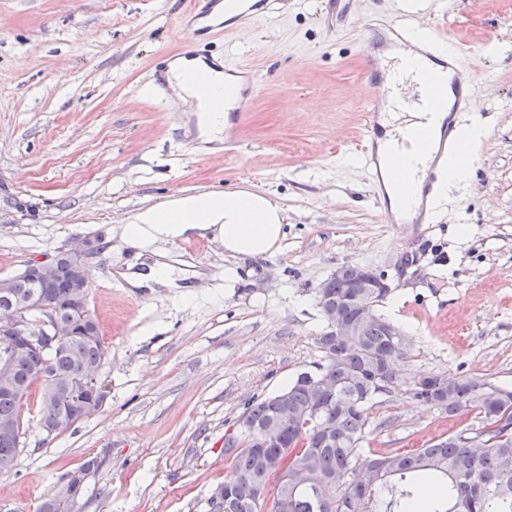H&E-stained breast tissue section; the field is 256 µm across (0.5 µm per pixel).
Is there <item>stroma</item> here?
Segmentation results:
<instances>
[{"mask_svg":"<svg viewBox=\"0 0 512 512\" xmlns=\"http://www.w3.org/2000/svg\"><path fill=\"white\" fill-rule=\"evenodd\" d=\"M187 0H0V278L88 242L87 307L105 356L104 401L90 418L44 436L36 398L22 408L15 469L0 505L37 512L68 472H92L71 512H208L232 468L224 439L246 403L278 393L322 361L317 290L337 267L383 271L378 310L408 336L399 385L371 411L367 456L425 448L464 418L418 403L423 374H476L512 385V0H350L327 24L328 0H292L254 26L205 32L201 55L246 61L259 75L250 116L204 148L176 123L157 58L190 43ZM411 11L442 52L464 47L477 68L473 107L483 148L465 185H443L430 224H388L365 166L349 165L368 95L362 20ZM249 189L284 210L279 251L228 257L210 237L164 249L206 275L193 298L131 288L138 261L121 238L137 210L177 192ZM414 262L401 266L404 256Z\"/></svg>","mask_w":512,"mask_h":512,"instance_id":"obj_1","label":"stroma"}]
</instances>
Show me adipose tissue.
<instances>
[{"instance_id": "obj_1", "label": "adipose tissue", "mask_w": 512, "mask_h": 512, "mask_svg": "<svg viewBox=\"0 0 512 512\" xmlns=\"http://www.w3.org/2000/svg\"><path fill=\"white\" fill-rule=\"evenodd\" d=\"M165 77L176 99L191 104L203 143H222L229 117L226 100L235 93V79L225 75L218 60L179 57L168 64ZM392 190V209L414 207L421 184L412 174L423 160L394 156L387 136L376 140ZM282 208L269 196L250 190L179 193L136 212L122 227L123 237L151 252L157 244L173 243L211 233L226 254L238 259L264 258L278 251L285 236Z\"/></svg>"}]
</instances>
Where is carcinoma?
<instances>
[{
	"label": "carcinoma",
	"mask_w": 512,
	"mask_h": 512,
	"mask_svg": "<svg viewBox=\"0 0 512 512\" xmlns=\"http://www.w3.org/2000/svg\"><path fill=\"white\" fill-rule=\"evenodd\" d=\"M44 282L54 289L44 305L67 329L66 345L11 357L16 388L0 386V475L16 467L22 406L32 387L40 388V423L58 420L63 432L84 417L83 393L54 391L49 380H76L104 358L97 321L71 301L73 289L83 285L74 261L60 252L48 275L24 272L11 291L28 300ZM317 294L323 318L334 309L336 323L350 326L354 335L331 345L334 328L327 325L317 338L323 357L316 371H304L279 393L246 404L243 414L260 428L285 410L288 422L280 424L281 440L264 448L252 431L225 438L234 477L225 483L230 495L224 512H263L271 485V512H413L433 481L442 482L446 494L430 512H512V387L478 375L421 377L411 389L417 401L450 417L469 415L470 422L427 448L363 457L369 409L378 395L398 385L390 366L409 357L408 341L377 308L368 319L360 316L371 296L379 303L387 297L373 281L357 286L333 275ZM314 379L333 393L317 396Z\"/></svg>",
	"instance_id": "cac0c4a2"
}]
</instances>
